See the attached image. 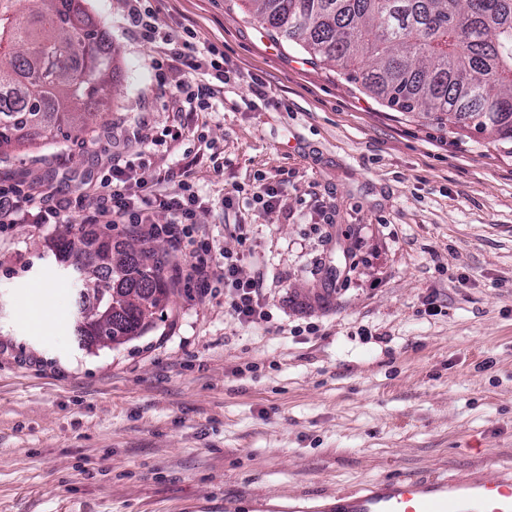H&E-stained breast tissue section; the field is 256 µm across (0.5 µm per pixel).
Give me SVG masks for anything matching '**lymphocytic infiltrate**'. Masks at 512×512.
<instances>
[{
  "mask_svg": "<svg viewBox=\"0 0 512 512\" xmlns=\"http://www.w3.org/2000/svg\"><path fill=\"white\" fill-rule=\"evenodd\" d=\"M127 17L144 40L160 41L161 62L182 65L189 70L213 72V81L186 90L190 110L211 108L231 84L230 71L221 65L222 52L215 45L198 46L195 30L185 28L159 35L154 11L144 0H126ZM109 172L88 183L79 194L44 191L37 183L18 185L0 182V233L17 224H57L81 216L83 236L94 243L101 228L127 224L146 237L164 239L173 253L185 256V280L201 291L214 281L224 286V308L239 323L267 319L268 304L261 278L242 275V254L218 248L209 237L198 214L204 201L196 191L189 171H182L173 189H164V177L138 173L134 163L122 153H112Z\"/></svg>",
  "mask_w": 512,
  "mask_h": 512,
  "instance_id": "1",
  "label": "lymphocytic infiltrate"
}]
</instances>
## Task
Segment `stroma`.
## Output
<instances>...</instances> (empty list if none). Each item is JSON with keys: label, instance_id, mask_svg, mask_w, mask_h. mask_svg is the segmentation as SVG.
Returning <instances> with one entry per match:
<instances>
[{"label": "stroma", "instance_id": "1", "mask_svg": "<svg viewBox=\"0 0 512 512\" xmlns=\"http://www.w3.org/2000/svg\"><path fill=\"white\" fill-rule=\"evenodd\" d=\"M160 32L195 29L240 80L188 111L194 75L155 69L123 0H85L117 73L84 144L0 157V179L79 192L113 140L150 175L189 167L199 221L272 317L179 288L155 329L104 349L74 336L77 286L46 260L58 224L0 236V512H225L228 501L352 490L395 475L512 469V154L366 94L268 32L242 0H150ZM267 102L247 108L252 77ZM224 149L140 147L139 123ZM263 174L281 206L224 208ZM247 238L239 240L237 225ZM50 298L46 321L25 318Z\"/></svg>", "mask_w": 512, "mask_h": 512}]
</instances>
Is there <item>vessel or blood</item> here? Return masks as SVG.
<instances>
[{
    "mask_svg": "<svg viewBox=\"0 0 512 512\" xmlns=\"http://www.w3.org/2000/svg\"><path fill=\"white\" fill-rule=\"evenodd\" d=\"M289 512H512V472L398 476L348 492L292 497Z\"/></svg>",
    "mask_w": 512,
    "mask_h": 512,
    "instance_id": "obj_1",
    "label": "vessel or blood"
}]
</instances>
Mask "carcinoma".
<instances>
[{"instance_id": "carcinoma-1", "label": "carcinoma", "mask_w": 512, "mask_h": 512, "mask_svg": "<svg viewBox=\"0 0 512 512\" xmlns=\"http://www.w3.org/2000/svg\"><path fill=\"white\" fill-rule=\"evenodd\" d=\"M16 2L0 0V155L92 132L100 113L82 111V102L102 96L112 72L110 35L82 0H35L25 17ZM246 2L266 30L388 105L512 146V0ZM103 238L110 266H95L71 226L51 252L62 265L93 267L79 305L88 292L116 303L101 335L122 344L153 329L173 282L154 248Z\"/></svg>"}]
</instances>
